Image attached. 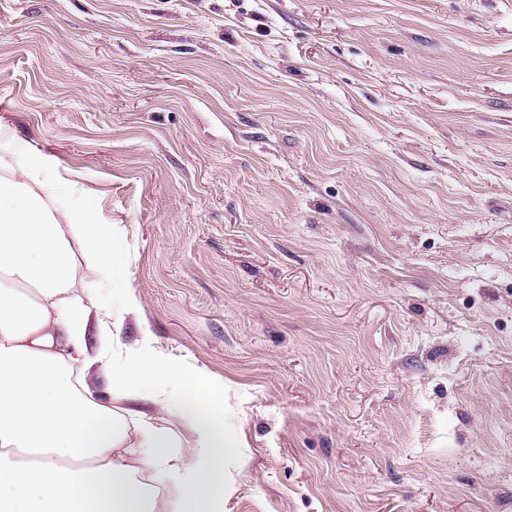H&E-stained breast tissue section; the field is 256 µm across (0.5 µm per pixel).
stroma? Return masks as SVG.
<instances>
[{
	"instance_id": "stroma-1",
	"label": "stroma",
	"mask_w": 512,
	"mask_h": 512,
	"mask_svg": "<svg viewBox=\"0 0 512 512\" xmlns=\"http://www.w3.org/2000/svg\"><path fill=\"white\" fill-rule=\"evenodd\" d=\"M0 128L224 388V512H512V0H0Z\"/></svg>"
}]
</instances>
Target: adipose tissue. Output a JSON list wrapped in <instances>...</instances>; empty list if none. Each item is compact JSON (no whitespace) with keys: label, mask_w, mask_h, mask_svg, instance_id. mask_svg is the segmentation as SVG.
<instances>
[{"label":"adipose tissue","mask_w":512,"mask_h":512,"mask_svg":"<svg viewBox=\"0 0 512 512\" xmlns=\"http://www.w3.org/2000/svg\"><path fill=\"white\" fill-rule=\"evenodd\" d=\"M0 169V512H224L246 448L224 425L223 387L149 341L116 350L97 288L127 291L112 226L85 189L56 191L54 156L1 144ZM96 365L109 393L145 396L189 439L75 389L73 371Z\"/></svg>","instance_id":"adipose-tissue-1"}]
</instances>
